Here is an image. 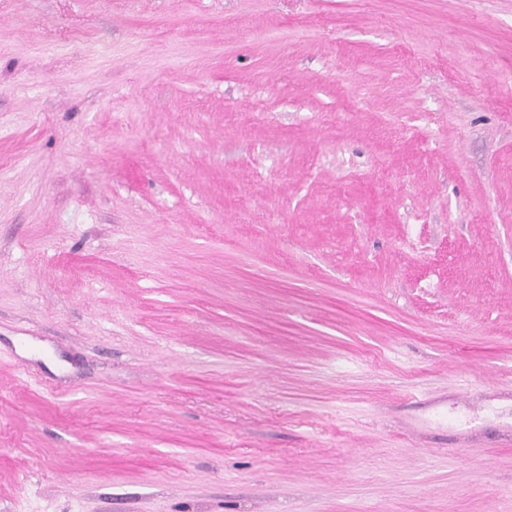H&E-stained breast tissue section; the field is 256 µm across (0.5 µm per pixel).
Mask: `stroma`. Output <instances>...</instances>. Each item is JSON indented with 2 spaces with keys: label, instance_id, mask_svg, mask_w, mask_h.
I'll list each match as a JSON object with an SVG mask.
<instances>
[{
  "label": "stroma",
  "instance_id": "1",
  "mask_svg": "<svg viewBox=\"0 0 512 512\" xmlns=\"http://www.w3.org/2000/svg\"><path fill=\"white\" fill-rule=\"evenodd\" d=\"M0 512H512V0H0Z\"/></svg>",
  "mask_w": 512,
  "mask_h": 512
}]
</instances>
